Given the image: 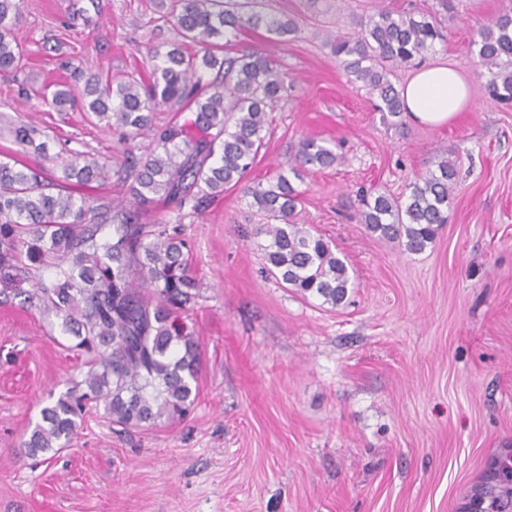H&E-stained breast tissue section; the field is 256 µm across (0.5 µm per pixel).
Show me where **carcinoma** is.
<instances>
[{
    "instance_id": "cac0c4a2",
    "label": "carcinoma",
    "mask_w": 512,
    "mask_h": 512,
    "mask_svg": "<svg viewBox=\"0 0 512 512\" xmlns=\"http://www.w3.org/2000/svg\"><path fill=\"white\" fill-rule=\"evenodd\" d=\"M451 0L420 12L383 7L360 19L350 33L336 30L328 42L338 65L368 90L383 119L402 123L404 103L390 79L396 64H411L446 44L441 12ZM20 0H0V75L21 70L20 51L10 25ZM165 21L183 43L154 64L152 79L87 81L80 99L64 90L51 105H77L104 126L120 131L132 149L153 125L161 106L194 114L201 132L195 139L181 130L161 132L153 146L131 154L120 172L133 208L111 201L76 198L72 186L110 179V170L76 155L55 178L30 167L0 160V280L14 287L32 284L27 301L61 320L76 340L62 344L84 353L82 379L59 395L48 396L24 441L32 457L72 445L83 416L101 412L126 429L181 422L199 394L202 351L183 314L197 297L190 264L191 246L180 226L145 224L142 215L159 202L181 211L198 209L236 187L252 168L270 133L271 113L284 91L283 73L259 50L232 52L227 46L244 29H262L281 41L296 32L292 18L256 9L253 0H174ZM481 75L498 102H512V11L479 28L473 38ZM34 128L15 124V144L33 145ZM336 153L314 138L299 142L295 163L330 167ZM457 163L444 157L436 169L417 176L407 192L363 196L358 222L372 235L420 253L448 222ZM260 224L267 271L285 288L341 305L352 282L335 246L294 221L301 192L289 179L247 189ZM54 268L45 280L41 270ZM464 512H512V451L496 457L476 485Z\"/></svg>"
}]
</instances>
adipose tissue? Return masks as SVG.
Segmentation results:
<instances>
[{
	"label": "adipose tissue",
	"instance_id": "obj_1",
	"mask_svg": "<svg viewBox=\"0 0 512 512\" xmlns=\"http://www.w3.org/2000/svg\"><path fill=\"white\" fill-rule=\"evenodd\" d=\"M405 112L415 122L448 123L461 111L467 87L455 69L436 64L418 71L401 90Z\"/></svg>",
	"mask_w": 512,
	"mask_h": 512
}]
</instances>
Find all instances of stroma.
Instances as JSON below:
<instances>
[{
	"mask_svg": "<svg viewBox=\"0 0 512 512\" xmlns=\"http://www.w3.org/2000/svg\"><path fill=\"white\" fill-rule=\"evenodd\" d=\"M298 31L273 44L243 30L233 47L270 53L286 75L271 134L243 185L197 210L159 205L149 224L181 225L199 297L189 312L204 351L199 396L182 422L127 431L89 413L69 449L25 458L48 394L78 381L58 319L0 302V512H460L494 458L512 450V103L494 101L472 39L512 0H463L449 15L445 60L468 87L447 124L393 126L336 65L326 36L350 15L424 0H265ZM161 0H21L17 79L0 76V151L32 124L48 150L26 165L62 176L72 152L120 169L118 133L57 111L37 87L81 94L94 77L148 76L155 52L181 43ZM312 137L340 165L292 177ZM459 161L448 222L424 252L370 235L363 192L405 193L439 158ZM288 175L297 221L344 256L346 302L282 287L267 270L246 187Z\"/></svg>",
	"mask_w": 512,
	"mask_h": 512,
	"instance_id": "obj_1",
	"label": "stroma"
}]
</instances>
